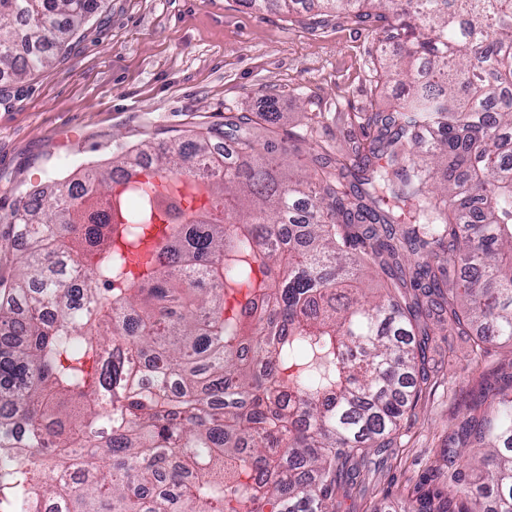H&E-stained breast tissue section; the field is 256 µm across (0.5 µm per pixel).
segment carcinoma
I'll return each instance as SVG.
<instances>
[{"label":"carcinoma","instance_id":"cac0c4a2","mask_svg":"<svg viewBox=\"0 0 512 512\" xmlns=\"http://www.w3.org/2000/svg\"><path fill=\"white\" fill-rule=\"evenodd\" d=\"M311 2L397 42L402 92L354 159L294 171L231 115L11 210L0 464L41 457L15 512L69 485L63 512H338L354 454L390 447L423 393L431 330L471 337L475 365L512 345V0ZM96 6L0 0V80L48 66ZM372 269L395 294L370 299ZM480 402L448 448L479 470L452 474L462 505L403 512H512V393Z\"/></svg>","mask_w":512,"mask_h":512}]
</instances>
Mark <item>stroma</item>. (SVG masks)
Wrapping results in <instances>:
<instances>
[{
  "label": "stroma",
  "mask_w": 512,
  "mask_h": 512,
  "mask_svg": "<svg viewBox=\"0 0 512 512\" xmlns=\"http://www.w3.org/2000/svg\"><path fill=\"white\" fill-rule=\"evenodd\" d=\"M389 43L345 15L311 26L308 13L258 11L235 0H98L95 14L54 63L0 83V219L18 191L68 176L75 163L102 169L132 147L165 143L227 116L264 111L259 144H275L290 168L325 148L347 153L371 112L401 92L381 56ZM440 364L403 421L394 447L369 453L339 512H395L418 483L452 492L444 453L463 417L486 413L476 397L512 375V346L468 362L461 341L435 337Z\"/></svg>",
  "instance_id": "obj_1"
}]
</instances>
